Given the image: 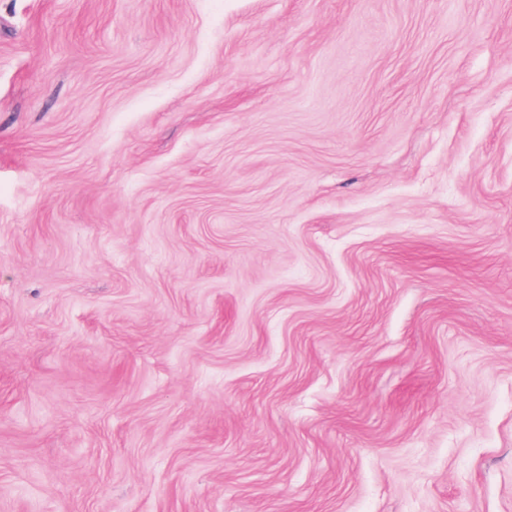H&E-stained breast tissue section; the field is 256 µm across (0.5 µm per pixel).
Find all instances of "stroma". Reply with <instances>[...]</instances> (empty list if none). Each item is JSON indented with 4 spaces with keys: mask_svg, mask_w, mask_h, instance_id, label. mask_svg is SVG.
<instances>
[{
    "mask_svg": "<svg viewBox=\"0 0 512 512\" xmlns=\"http://www.w3.org/2000/svg\"><path fill=\"white\" fill-rule=\"evenodd\" d=\"M0 512H512V0H0Z\"/></svg>",
    "mask_w": 512,
    "mask_h": 512,
    "instance_id": "obj_1",
    "label": "stroma"
}]
</instances>
